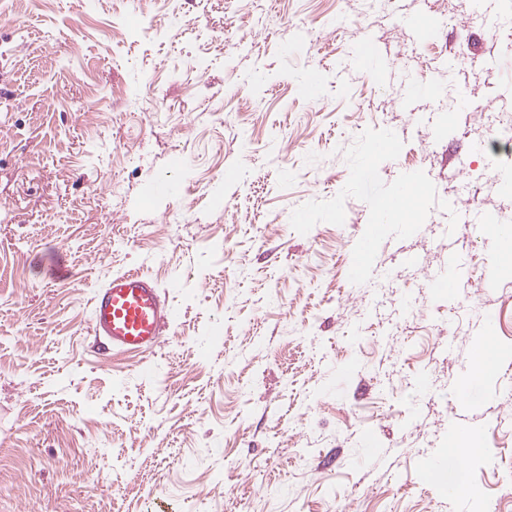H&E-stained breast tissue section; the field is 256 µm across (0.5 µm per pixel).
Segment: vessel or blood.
<instances>
[{"label":"vessel or blood","instance_id":"obj_1","mask_svg":"<svg viewBox=\"0 0 512 512\" xmlns=\"http://www.w3.org/2000/svg\"><path fill=\"white\" fill-rule=\"evenodd\" d=\"M462 222H470L472 212H460ZM482 226L503 249L512 248V233L496 216L485 214ZM383 224H374L370 232L360 237L351 261V276L355 284H365L373 273L372 258L382 234ZM466 266L460 257L452 255L442 271L431 276L428 285L444 291L449 301L459 300ZM178 314L171 309L158 284L137 271L113 275L99 288L92 300L91 320L96 336L102 338L114 351L145 356L160 345L166 330L177 321Z\"/></svg>","mask_w":512,"mask_h":512}]
</instances>
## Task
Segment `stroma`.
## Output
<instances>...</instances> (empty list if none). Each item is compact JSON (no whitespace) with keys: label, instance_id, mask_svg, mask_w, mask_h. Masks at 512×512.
Returning <instances> with one entry per match:
<instances>
[{"label":"stroma","instance_id":"stroma-1","mask_svg":"<svg viewBox=\"0 0 512 512\" xmlns=\"http://www.w3.org/2000/svg\"><path fill=\"white\" fill-rule=\"evenodd\" d=\"M497 2L0 0V512H457L428 468L457 423L495 450L464 458L466 512H512V250L453 216L512 225ZM404 181L411 228L354 287ZM452 252L454 304L426 286ZM128 270L181 313L146 358L90 320ZM482 343L499 369L456 397ZM384 224H373L371 231L360 237L351 261L352 280L357 285L365 284L374 270L372 269V258L382 234L385 231Z\"/></svg>","mask_w":512,"mask_h":512}]
</instances>
